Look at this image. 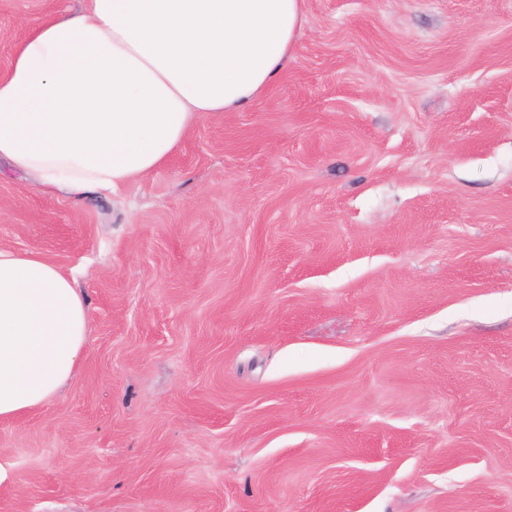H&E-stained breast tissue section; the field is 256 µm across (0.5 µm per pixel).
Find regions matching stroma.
<instances>
[{
    "label": "stroma",
    "instance_id": "35a3bbf8",
    "mask_svg": "<svg viewBox=\"0 0 512 512\" xmlns=\"http://www.w3.org/2000/svg\"><path fill=\"white\" fill-rule=\"evenodd\" d=\"M87 0H0L9 49ZM80 372L0 422V512H512V0H307L278 82L76 199Z\"/></svg>",
    "mask_w": 512,
    "mask_h": 512
}]
</instances>
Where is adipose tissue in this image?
Masks as SVG:
<instances>
[{
	"mask_svg": "<svg viewBox=\"0 0 512 512\" xmlns=\"http://www.w3.org/2000/svg\"><path fill=\"white\" fill-rule=\"evenodd\" d=\"M306 0H89L35 26L0 76V161L83 198L162 166L199 121L278 81ZM89 322L73 278L0 249V421L79 372Z\"/></svg>",
	"mask_w": 512,
	"mask_h": 512,
	"instance_id": "obj_1",
	"label": "adipose tissue"
}]
</instances>
